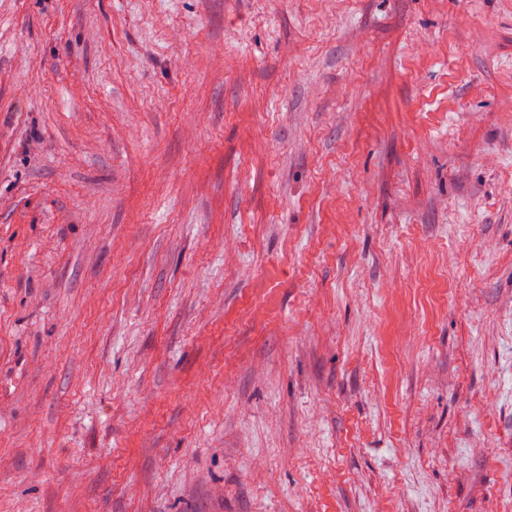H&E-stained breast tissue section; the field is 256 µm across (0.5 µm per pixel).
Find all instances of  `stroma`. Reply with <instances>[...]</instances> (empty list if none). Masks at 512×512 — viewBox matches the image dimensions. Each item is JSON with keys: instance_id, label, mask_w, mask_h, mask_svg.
<instances>
[{"instance_id": "stroma-1", "label": "stroma", "mask_w": 512, "mask_h": 512, "mask_svg": "<svg viewBox=\"0 0 512 512\" xmlns=\"http://www.w3.org/2000/svg\"><path fill=\"white\" fill-rule=\"evenodd\" d=\"M385 506L512 512V0H0V512Z\"/></svg>"}]
</instances>
